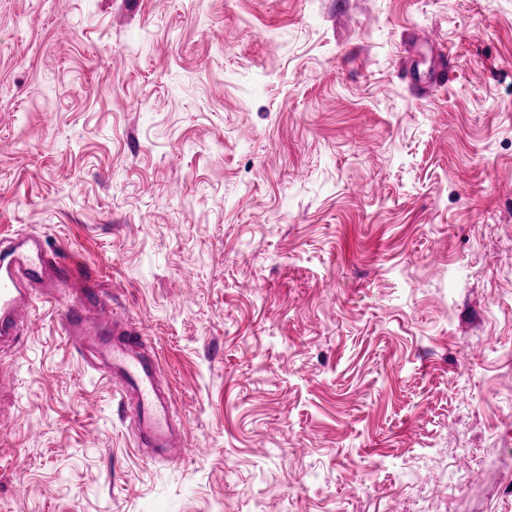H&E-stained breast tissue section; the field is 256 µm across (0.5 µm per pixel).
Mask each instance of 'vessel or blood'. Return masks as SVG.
I'll use <instances>...</instances> for the list:
<instances>
[{
	"label": "vessel or blood",
	"mask_w": 512,
	"mask_h": 512,
	"mask_svg": "<svg viewBox=\"0 0 512 512\" xmlns=\"http://www.w3.org/2000/svg\"><path fill=\"white\" fill-rule=\"evenodd\" d=\"M64 307L62 326L81 362L111 381L122 418L138 447L164 456L186 444L177 432L174 399L163 391L154 355L124 309L74 260L50 252L35 233L16 236L0 253V343L20 345L22 308L35 302Z\"/></svg>",
	"instance_id": "vessel-or-blood-1"
}]
</instances>
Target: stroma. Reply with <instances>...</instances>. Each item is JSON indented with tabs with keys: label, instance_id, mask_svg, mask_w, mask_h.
Masks as SVG:
<instances>
[{
	"label": "stroma",
	"instance_id": "1",
	"mask_svg": "<svg viewBox=\"0 0 512 512\" xmlns=\"http://www.w3.org/2000/svg\"><path fill=\"white\" fill-rule=\"evenodd\" d=\"M24 232L125 303L189 440L137 448L37 304L0 512H512V0H0Z\"/></svg>",
	"mask_w": 512,
	"mask_h": 512
}]
</instances>
